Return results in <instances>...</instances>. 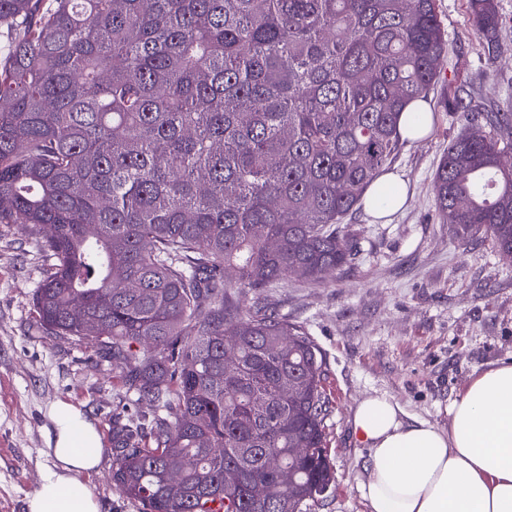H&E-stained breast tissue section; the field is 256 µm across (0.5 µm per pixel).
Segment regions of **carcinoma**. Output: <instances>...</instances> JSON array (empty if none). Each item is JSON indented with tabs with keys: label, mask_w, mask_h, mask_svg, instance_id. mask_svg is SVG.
Instances as JSON below:
<instances>
[{
	"label": "carcinoma",
	"mask_w": 512,
	"mask_h": 512,
	"mask_svg": "<svg viewBox=\"0 0 512 512\" xmlns=\"http://www.w3.org/2000/svg\"><path fill=\"white\" fill-rule=\"evenodd\" d=\"M470 3L494 45V0ZM3 25L0 223L47 262L37 323L155 408L113 420L114 483L142 512H302L334 481L323 360L288 316L227 303L224 270L246 295L351 264L343 223L434 121L437 0H0ZM467 121L438 216L512 262V115Z\"/></svg>",
	"instance_id": "obj_1"
}]
</instances>
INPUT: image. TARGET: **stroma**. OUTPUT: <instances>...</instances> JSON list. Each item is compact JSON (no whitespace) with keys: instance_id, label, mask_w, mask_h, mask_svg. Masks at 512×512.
Instances as JSON below:
<instances>
[{"instance_id":"stroma-1","label":"stroma","mask_w":512,"mask_h":512,"mask_svg":"<svg viewBox=\"0 0 512 512\" xmlns=\"http://www.w3.org/2000/svg\"><path fill=\"white\" fill-rule=\"evenodd\" d=\"M448 31L445 79L428 98L436 110L426 139L404 143L390 172L407 200L384 219L353 214L360 251L351 268L315 285L283 281L263 289L267 309L301 325L323 358L325 419L334 483L303 512H368L363 497L367 448L352 435L357 398L383 394L410 415L444 426L448 407L480 370L512 362V263L491 238L454 240L435 208L433 177L449 142L467 122L463 104L512 112V0H496L502 19L495 46L479 33L470 0H437ZM46 265L20 225L0 224V512H26L50 466L48 417L56 402L97 426L103 455L85 480L100 512H142L112 481V420L149 416L129 403L111 363L86 343L49 336L33 314Z\"/></svg>"}]
</instances>
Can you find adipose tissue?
Segmentation results:
<instances>
[{
  "label": "adipose tissue",
  "mask_w": 512,
  "mask_h": 512,
  "mask_svg": "<svg viewBox=\"0 0 512 512\" xmlns=\"http://www.w3.org/2000/svg\"><path fill=\"white\" fill-rule=\"evenodd\" d=\"M440 426L384 395L359 398L350 422L369 450L362 483L370 512H512V364L477 372ZM53 460L27 512H99L83 475L98 467L95 426L72 405L49 412Z\"/></svg>",
  "instance_id": "obj_1"
}]
</instances>
